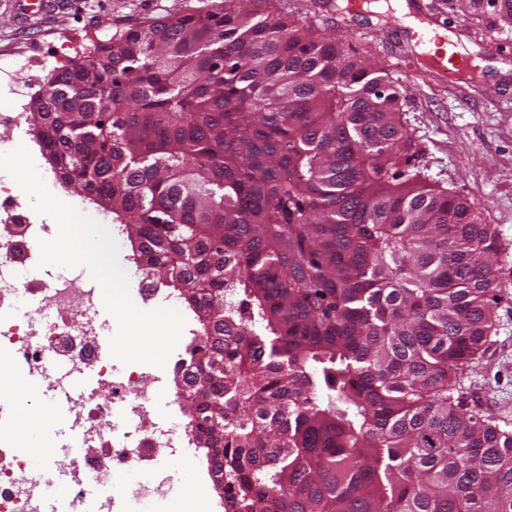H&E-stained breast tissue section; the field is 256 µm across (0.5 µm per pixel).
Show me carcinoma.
Instances as JSON below:
<instances>
[{
	"mask_svg": "<svg viewBox=\"0 0 512 512\" xmlns=\"http://www.w3.org/2000/svg\"><path fill=\"white\" fill-rule=\"evenodd\" d=\"M405 88L260 0H214L52 73L28 120L196 316L185 415L232 512H512V431L459 376L499 236L421 179Z\"/></svg>",
	"mask_w": 512,
	"mask_h": 512,
	"instance_id": "cac0c4a2",
	"label": "carcinoma"
}]
</instances>
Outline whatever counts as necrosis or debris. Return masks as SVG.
<instances>
[{
  "mask_svg": "<svg viewBox=\"0 0 512 512\" xmlns=\"http://www.w3.org/2000/svg\"><path fill=\"white\" fill-rule=\"evenodd\" d=\"M56 223L46 222L12 187L0 181V393L28 377L38 384L28 392L37 397L64 389L62 372L92 373L104 389L74 394L72 424L78 437L71 449L58 453L54 443L40 441L46 457L68 481V512H131L134 504L165 495L181 468L190 467L193 432L190 424H168L147 417L158 398L182 403L183 393H170L165 369L141 363L117 369L100 354L103 296L82 269L63 268L49 280L19 279L39 251L53 239ZM31 295L49 291L51 306L32 304L15 314L5 300L11 291ZM31 442L0 416V512H43L45 482L25 481L35 457ZM169 449L175 466L158 473L148 469L156 450Z\"/></svg>",
  "mask_w": 512,
  "mask_h": 512,
  "instance_id": "necrosis-or-debris-1",
  "label": "necrosis or debris"
}]
</instances>
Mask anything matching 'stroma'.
<instances>
[{"label": "stroma", "mask_w": 512, "mask_h": 512, "mask_svg": "<svg viewBox=\"0 0 512 512\" xmlns=\"http://www.w3.org/2000/svg\"><path fill=\"white\" fill-rule=\"evenodd\" d=\"M447 20L443 31L471 49L480 64L466 80L444 79L419 63V53L402 29L394 28L390 0H371L350 14L344 0H275V8L311 24L316 34L339 36L348 53L384 67L406 89L405 126L423 149L427 183L463 195L483 223L496 227L500 253L496 327L484 354L472 363L460 387L469 407L512 430V28L496 8L463 20L449 0H432ZM212 0H55L54 7L0 0V63L31 59L22 74L42 94L59 52L70 61L93 45L154 18L208 10Z\"/></svg>", "instance_id": "35a3bbf8"}]
</instances>
